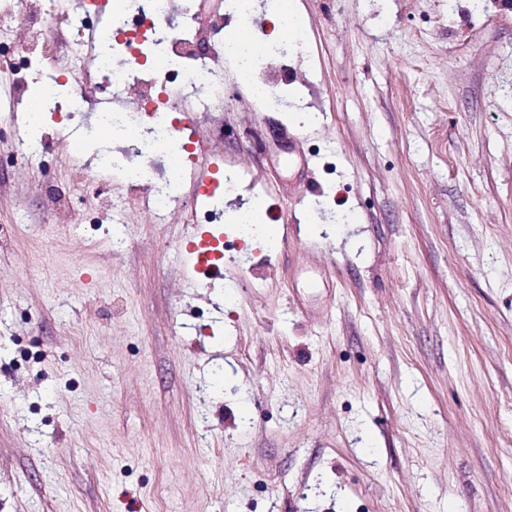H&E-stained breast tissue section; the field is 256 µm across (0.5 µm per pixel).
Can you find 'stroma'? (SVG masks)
<instances>
[{
	"instance_id": "obj_1",
	"label": "stroma",
	"mask_w": 512,
	"mask_h": 512,
	"mask_svg": "<svg viewBox=\"0 0 512 512\" xmlns=\"http://www.w3.org/2000/svg\"><path fill=\"white\" fill-rule=\"evenodd\" d=\"M297 9L319 122L198 121L280 240L223 277L85 192L95 113L46 179L0 115V512H512V9Z\"/></svg>"
}]
</instances>
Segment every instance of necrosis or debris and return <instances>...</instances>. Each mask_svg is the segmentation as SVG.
<instances>
[{"mask_svg":"<svg viewBox=\"0 0 512 512\" xmlns=\"http://www.w3.org/2000/svg\"><path fill=\"white\" fill-rule=\"evenodd\" d=\"M209 23L176 0H16L0 12V60L6 62L13 99L27 97V71H36L45 92L35 109L67 113L76 126L84 103L97 94L135 93L136 112L114 113L110 124L123 133L131 180L146 176L164 139L174 141L176 165L190 183L185 219L214 223V189L197 178L198 140L186 130L197 116L219 111L235 90L224 85L223 0ZM214 57L198 56L201 42Z\"/></svg>","mask_w":512,"mask_h":512,"instance_id":"necrosis-or-debris-1","label":"necrosis or debris"}]
</instances>
